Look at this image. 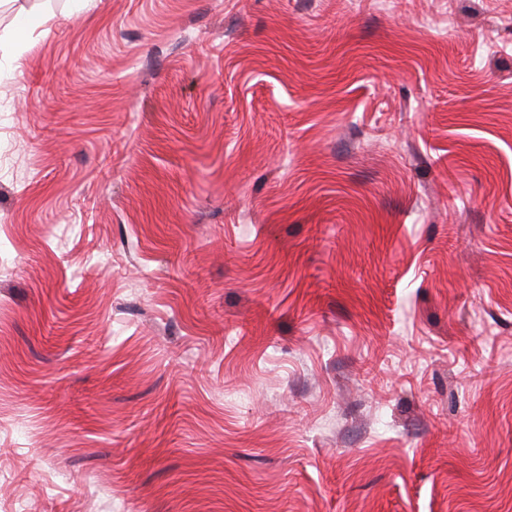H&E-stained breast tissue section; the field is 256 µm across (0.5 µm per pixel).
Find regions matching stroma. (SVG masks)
I'll list each match as a JSON object with an SVG mask.
<instances>
[{
    "instance_id": "1",
    "label": "stroma",
    "mask_w": 512,
    "mask_h": 512,
    "mask_svg": "<svg viewBox=\"0 0 512 512\" xmlns=\"http://www.w3.org/2000/svg\"><path fill=\"white\" fill-rule=\"evenodd\" d=\"M0 512H512V0L1 8Z\"/></svg>"
}]
</instances>
